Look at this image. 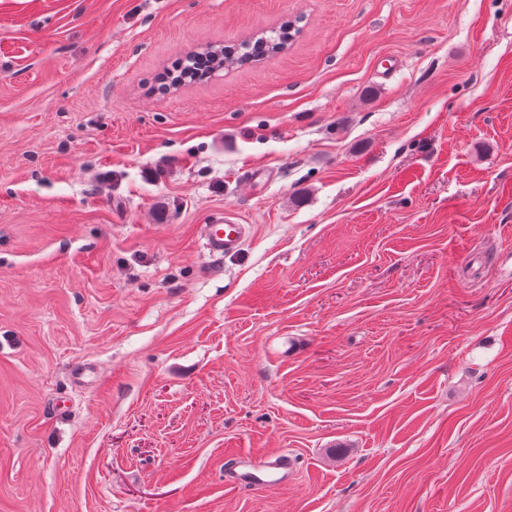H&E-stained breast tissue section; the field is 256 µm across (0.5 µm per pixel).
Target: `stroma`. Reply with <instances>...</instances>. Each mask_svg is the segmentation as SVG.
<instances>
[{"label": "stroma", "mask_w": 512, "mask_h": 512, "mask_svg": "<svg viewBox=\"0 0 512 512\" xmlns=\"http://www.w3.org/2000/svg\"><path fill=\"white\" fill-rule=\"evenodd\" d=\"M0 512H512V0H0ZM290 29L291 27L288 26V22H285L273 38H258L255 40L244 41L240 43L238 47L224 46V50L208 49L205 52L202 51L195 54H191L190 52L186 55L185 61H194L195 66H193V68L196 69L200 64V61L205 59L212 67V70L205 71L204 74H199L198 71H195L197 74V78L195 80L200 81L207 79L214 70L219 69L225 64V62L245 64L257 60L255 58L279 52L288 45V41L293 37ZM289 34L292 36L290 37ZM232 49L235 50V52L232 51ZM200 228L204 247L213 256L238 253L247 233L246 225L238 224L229 216H214ZM235 461V466L225 474V482L255 490H268L287 482L292 468L291 459L283 452L242 454Z\"/></svg>", "instance_id": "1"}]
</instances>
